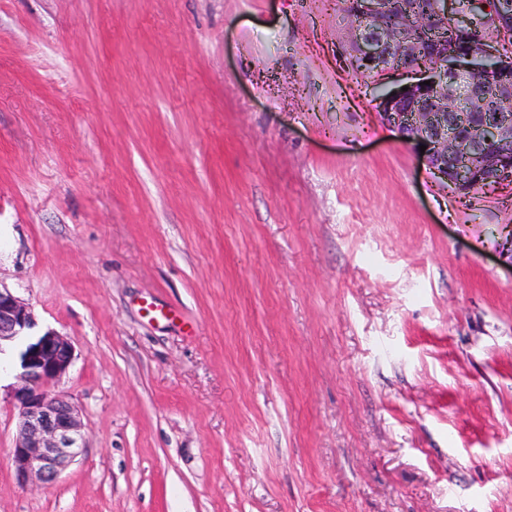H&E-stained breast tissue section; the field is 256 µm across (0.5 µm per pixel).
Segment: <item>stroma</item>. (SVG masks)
I'll return each mask as SVG.
<instances>
[{
	"mask_svg": "<svg viewBox=\"0 0 512 512\" xmlns=\"http://www.w3.org/2000/svg\"><path fill=\"white\" fill-rule=\"evenodd\" d=\"M340 0H0V286L84 454L0 512H512V182L451 192Z\"/></svg>",
	"mask_w": 512,
	"mask_h": 512,
	"instance_id": "stroma-1",
	"label": "stroma"
}]
</instances>
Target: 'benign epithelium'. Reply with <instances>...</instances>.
Instances as JSON below:
<instances>
[{
	"label": "benign epithelium",
	"mask_w": 512,
	"mask_h": 512,
	"mask_svg": "<svg viewBox=\"0 0 512 512\" xmlns=\"http://www.w3.org/2000/svg\"><path fill=\"white\" fill-rule=\"evenodd\" d=\"M342 0L349 30L347 66L380 86L378 113L387 126L412 129L415 147L432 173L457 194L512 180V59L491 67L497 110L486 111L484 87L470 77L484 69L473 34L491 28L512 40V0ZM455 42L439 37L448 25ZM408 90H403V87ZM28 304L0 288V354L14 342L19 372L11 399L18 432L11 453L17 483L51 485L83 452L76 406L53 390L74 357L71 343L52 330L34 335Z\"/></svg>",
	"instance_id": "1"
}]
</instances>
